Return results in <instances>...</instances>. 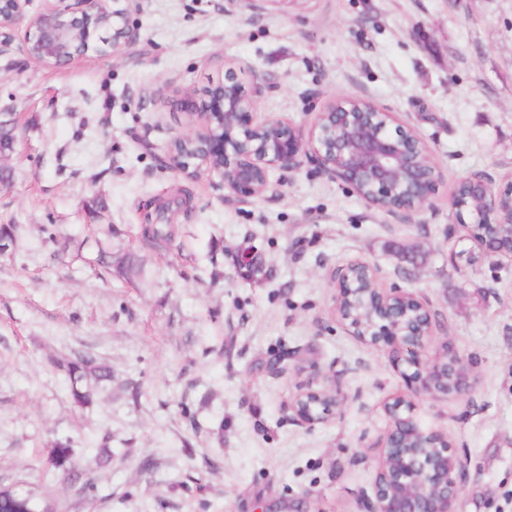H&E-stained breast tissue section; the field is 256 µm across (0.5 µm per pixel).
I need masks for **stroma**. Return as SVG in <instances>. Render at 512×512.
Returning <instances> with one entry per match:
<instances>
[{
	"label": "stroma",
	"mask_w": 512,
	"mask_h": 512,
	"mask_svg": "<svg viewBox=\"0 0 512 512\" xmlns=\"http://www.w3.org/2000/svg\"><path fill=\"white\" fill-rule=\"evenodd\" d=\"M136 33L112 56L30 58L25 24L0 31V485L54 512H367L390 422L415 384L388 348L334 311L336 268L361 259L377 286L430 304L433 352L475 379L416 398L466 479L457 512H512V269L459 271L450 195L485 171L512 181V0H128ZM240 69L265 84L256 112L310 129L364 97L412 125L445 178L418 215L368 205L304 162L266 193L231 200L217 174L163 167L205 91ZM173 239L143 246L159 206ZM257 250L259 275L235 254ZM94 354L114 378L79 408L57 361ZM335 373L346 401L306 427L299 383ZM112 456L94 467L102 437ZM70 439L78 479L44 469ZM93 490L79 493L81 483Z\"/></svg>",
	"instance_id": "1"
}]
</instances>
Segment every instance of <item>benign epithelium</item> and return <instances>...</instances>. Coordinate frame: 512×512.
Returning <instances> with one entry per match:
<instances>
[{"mask_svg":"<svg viewBox=\"0 0 512 512\" xmlns=\"http://www.w3.org/2000/svg\"><path fill=\"white\" fill-rule=\"evenodd\" d=\"M28 2L0 0V29L27 20V52L38 61L62 64L89 53L110 56L134 38L126 10H110L106 0L50 4L27 18ZM260 93V86L247 91L235 67H225L224 83L208 91L197 128L168 143V167L178 174L195 175L203 169L215 172L233 196L252 198L267 191L272 171H295L307 159L328 178L351 186L369 205L410 217L422 212L443 179L434 161L413 162L419 155H431L414 128L364 97L329 105L306 133L283 115L258 119L255 109ZM462 182L465 190L454 188L451 208L457 220L469 227L459 242L470 243V248L451 251L450 263L460 270L492 259L512 267V248L502 241L504 232L512 230V185L497 189L492 176L483 172L464 177ZM473 197L481 200V210L467 219L465 211ZM356 267L365 269L371 281L363 296L372 314L366 326L342 311L345 298L354 292L352 269ZM333 279L335 310L348 331L373 345L391 347L397 365L418 382L413 396H399L385 405L391 431L370 512H457L464 464L447 438L421 428L413 410L417 397L461 393L469 387L465 358L446 346L441 359L427 357L433 336L428 304L401 288H378L375 264L354 261L338 268ZM443 370L456 375L454 388L441 386ZM327 391L331 404L322 400V389L310 382L300 384L288 405L294 420L311 428L336 415L345 402L336 377H331Z\"/></svg>","mask_w":512,"mask_h":512,"instance_id":"7a95c632","label":"benign epithelium"}]
</instances>
